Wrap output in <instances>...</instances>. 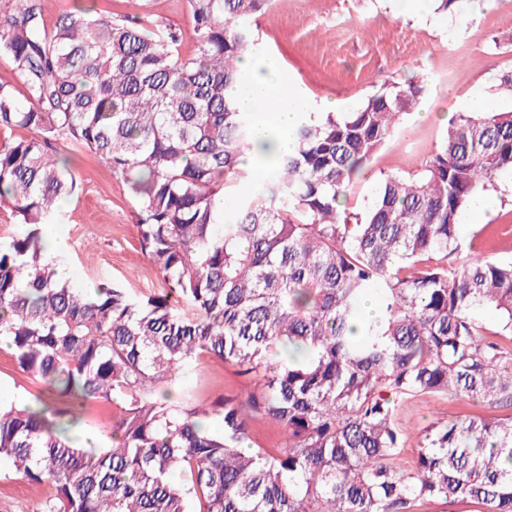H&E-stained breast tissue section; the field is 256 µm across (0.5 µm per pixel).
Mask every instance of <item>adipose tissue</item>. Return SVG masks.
<instances>
[{"instance_id":"1","label":"adipose tissue","mask_w":512,"mask_h":512,"mask_svg":"<svg viewBox=\"0 0 512 512\" xmlns=\"http://www.w3.org/2000/svg\"><path fill=\"white\" fill-rule=\"evenodd\" d=\"M240 68L243 81L228 88L240 111L250 113L255 128L250 148L241 161L258 176L273 170L274 161L296 124L300 113L314 111V104L289 87L279 60L260 48L243 54Z\"/></svg>"}]
</instances>
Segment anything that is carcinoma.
<instances>
[{
  "label": "carcinoma",
  "instance_id": "cac0c4a2",
  "mask_svg": "<svg viewBox=\"0 0 512 512\" xmlns=\"http://www.w3.org/2000/svg\"><path fill=\"white\" fill-rule=\"evenodd\" d=\"M188 2V57L176 30L97 0H73L49 32L51 0L0 10V55L25 87L21 100L0 83V131L30 132L0 143V206L21 226L0 243V339L49 393L0 401V458L53 486L43 512H512V260L448 262L460 216L512 171V111L455 114L418 174L383 175L373 205L349 214L352 177L427 91L394 82L354 112L299 118L272 176L226 215L215 198L253 178L239 163L253 119L226 90L269 0ZM56 142L123 180L161 293L103 281L86 295L44 260L43 228L78 190ZM368 298L385 329L363 316ZM482 307L491 333L471 318ZM202 355L254 389L168 403L160 386ZM448 394L489 413L430 423L403 463L398 406ZM94 401L119 403L103 448L69 436ZM260 420L283 429L273 452L250 446Z\"/></svg>",
  "mask_w": 512,
  "mask_h": 512
}]
</instances>
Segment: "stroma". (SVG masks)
<instances>
[{"mask_svg": "<svg viewBox=\"0 0 512 512\" xmlns=\"http://www.w3.org/2000/svg\"><path fill=\"white\" fill-rule=\"evenodd\" d=\"M99 8L115 18L139 17L180 30L183 55L194 51L188 0H99ZM258 44L276 56L289 86L314 101L343 103L356 111L386 83L416 78L429 89L403 130L375 155L368 169L351 182L347 206L365 212L374 202L382 174L420 170L439 145L449 118L462 111L470 94L495 96L499 108L512 110L499 76L512 71V0H495L489 10L467 0L464 11H437L433 0L420 6L403 0H271L252 21ZM72 172L79 190L62 204L61 219L48 225L46 238L65 237L70 250L65 261L76 287L93 290L102 280L150 296L163 281L143 252L139 216L122 181L93 154L74 150ZM479 223L459 227L462 252L484 249L480 228L492 224L512 233V174L503 173L482 194ZM177 402L211 403L217 396L247 395L251 376L238 367L209 357L193 362L178 384ZM0 388L9 389L16 403H31L41 383L22 373L6 350L0 349ZM473 405L456 397H418L398 408L407 425V456H414L423 427L433 421L472 413ZM50 484L36 487L20 479L8 460H0V512H41L51 496Z\"/></svg>", "mask_w": 512, "mask_h": 512, "instance_id": "35a3bbf8", "label": "stroma"}]
</instances>
